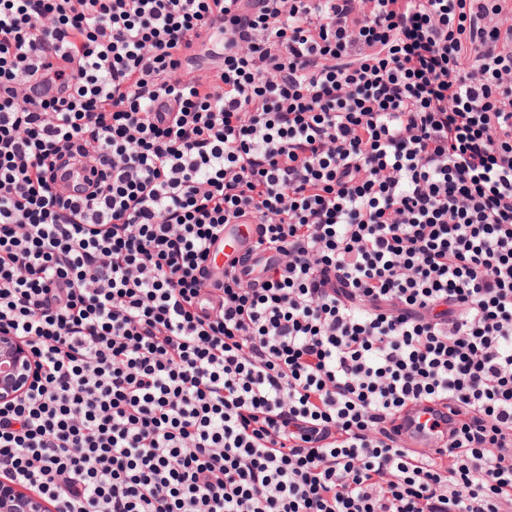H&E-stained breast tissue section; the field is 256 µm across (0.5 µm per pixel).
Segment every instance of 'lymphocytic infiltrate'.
I'll list each match as a JSON object with an SVG mask.
<instances>
[{
	"label": "lymphocytic infiltrate",
	"instance_id": "obj_1",
	"mask_svg": "<svg viewBox=\"0 0 512 512\" xmlns=\"http://www.w3.org/2000/svg\"><path fill=\"white\" fill-rule=\"evenodd\" d=\"M1 330L56 512H512V0H0ZM250 224H228L224 227V238L211 247V257L216 256L214 267L222 270L233 257L244 255L253 245ZM36 370L29 346L16 336L0 333V401L21 397Z\"/></svg>",
	"mask_w": 512,
	"mask_h": 512
}]
</instances>
